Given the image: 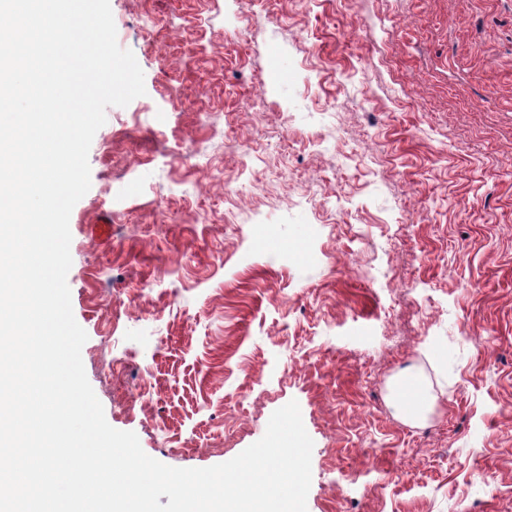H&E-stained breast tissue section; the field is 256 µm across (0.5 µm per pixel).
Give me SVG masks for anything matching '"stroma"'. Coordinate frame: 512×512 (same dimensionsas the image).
<instances>
[{
    "instance_id": "1",
    "label": "stroma",
    "mask_w": 512,
    "mask_h": 512,
    "mask_svg": "<svg viewBox=\"0 0 512 512\" xmlns=\"http://www.w3.org/2000/svg\"><path fill=\"white\" fill-rule=\"evenodd\" d=\"M110 7L146 93L67 276L107 422L204 468L294 400L307 512H512V0ZM397 400L400 414L410 421L418 420L427 406L423 387L416 378H407L400 384Z\"/></svg>"
}]
</instances>
